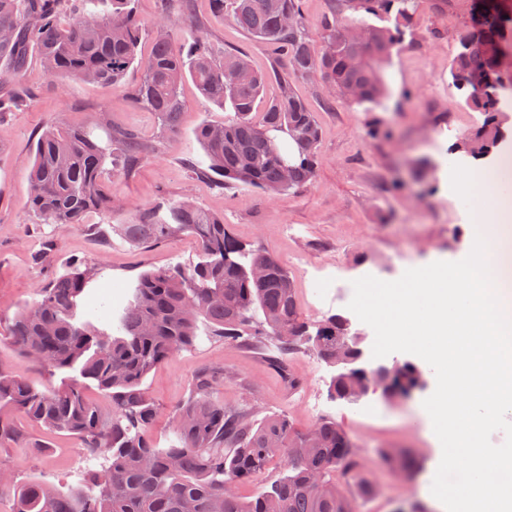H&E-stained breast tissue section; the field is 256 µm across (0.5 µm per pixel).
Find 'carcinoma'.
<instances>
[{"instance_id": "cac0c4a2", "label": "carcinoma", "mask_w": 512, "mask_h": 512, "mask_svg": "<svg viewBox=\"0 0 512 512\" xmlns=\"http://www.w3.org/2000/svg\"><path fill=\"white\" fill-rule=\"evenodd\" d=\"M227 10L242 31L283 55L293 70L319 76L332 96L359 107H377L390 87L386 69L412 34L420 0H334L333 13L319 28L315 48L300 0H212ZM131 0H112V13L97 0H0V60L19 75L30 51L51 77H67L116 87L134 65L143 79L130 91L133 102L154 112L162 128L174 133L184 103L182 81L189 78L201 97L229 112L224 123L202 124L196 138L202 149L197 169L217 186L237 185L266 193L298 191L313 183L321 129L304 101L281 79L279 95L261 112L255 103L271 80L241 51L218 58L203 35L175 44L165 20L156 23L151 53L139 56L141 26ZM499 8L469 15L455 35L456 51L448 76L464 102L481 120L464 140L476 154L498 151L512 133L506 121V96L473 93L472 79L500 80L486 43L503 41ZM22 92L0 96V112L22 107ZM293 129L285 143L270 149L267 137ZM112 147L89 129L60 123L37 139L29 170L30 208L43 224H82L92 212L119 211L102 175H124L128 161L148 150L131 131H114ZM113 231L136 245H151L180 233L194 236L202 260L190 269L159 268L142 274L133 299L118 315L112 304L82 313L91 267L74 264L49 281L30 307L10 322V343L24 357L63 372L70 381L40 389L0 367V444L20 441L16 416L79 440L94 463L68 492L40 483L13 485L0 472V485L14 486L13 512H361L376 486L362 470L345 430L322 418L305 432L285 418L255 423L248 411H232L214 397L213 380L200 382L174 411L175 441L158 448L147 429L156 408L142 383L171 354L191 345L199 323L208 322L227 344L241 343L261 326L290 352L309 346L324 355L346 343L332 314L314 324L297 310L288 272L273 257L243 245L224 220L184 196L170 202L167 217L143 212ZM262 266L264 279L253 276ZM105 319L108 328L96 321ZM417 373L399 371L391 386L414 385ZM360 384L346 371L334 377L331 392L346 394ZM94 388L111 404L104 415L87 396ZM280 454L286 472L249 500L235 487Z\"/></svg>"}]
</instances>
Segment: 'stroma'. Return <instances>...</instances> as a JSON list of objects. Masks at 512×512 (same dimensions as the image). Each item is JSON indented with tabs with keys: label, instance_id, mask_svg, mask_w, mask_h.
Listing matches in <instances>:
<instances>
[{
	"label": "stroma",
	"instance_id": "stroma-1",
	"mask_svg": "<svg viewBox=\"0 0 512 512\" xmlns=\"http://www.w3.org/2000/svg\"><path fill=\"white\" fill-rule=\"evenodd\" d=\"M436 0H422L415 17L414 44L394 55L391 90L372 109L342 99H327L319 82L289 74L292 90L315 113L322 129L314 182L299 191L270 195L246 188H216L191 169L200 160L195 132L202 123L223 122V108L206 102L192 81H184L185 103L176 133L158 129L152 112L135 105L128 87L141 78L132 68L120 88L49 77L38 59H30L19 85L29 91L26 107L0 115V366L14 369L39 388L60 385L62 373L21 357L8 340L14 313L32 304L40 288L66 266L84 262L98 271L91 301L109 299L126 305L142 273L152 269L191 267L201 260L195 239L182 235L150 246L122 241L110 229L126 216L149 208L165 214L169 203L188 196L223 218L240 241L268 253L287 268L302 317L317 322L343 313L342 289L366 275L394 281L405 270L436 261H458L471 250L470 226L484 200L476 184H463L464 169L448 148L477 121L448 79L457 29L468 15L470 0H450L437 10ZM141 22V51L149 53L155 22L166 17L174 39L189 26L207 37L215 55L246 52L261 70L282 69L287 62L237 28L211 0H134ZM94 129L133 130L150 151L128 176L107 186L122 213L90 214L84 223L51 227L28 207V171L39 135L57 122ZM390 138L370 136L372 124ZM270 339L228 344L201 324L191 348L177 351L149 372L144 386L157 407L149 431L156 446L172 436L171 415L195 378L213 368L224 380L216 393L230 408L256 410L258 418L283 417L303 431L330 418L346 431L360 452L368 474L378 484L362 512H397L421 504L445 512L431 493L442 457L423 401L432 394L435 376L408 398L388 400L372 392L356 404L335 401L328 393L334 367L315 351L290 353L284 369L269 360ZM18 425L36 449L0 445V467L14 481L40 482L65 490L75 486L85 465L78 440L50 432L26 419ZM410 451L421 463L407 476L380 461L382 450Z\"/></svg>",
	"mask_w": 512,
	"mask_h": 512
}]
</instances>
